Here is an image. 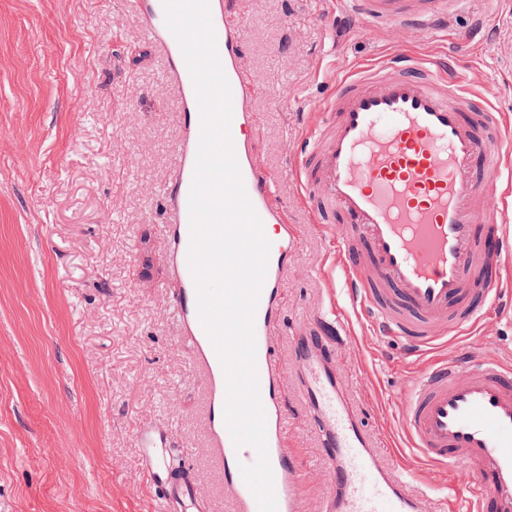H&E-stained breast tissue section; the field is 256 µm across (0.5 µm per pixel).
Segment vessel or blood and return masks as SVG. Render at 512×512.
I'll use <instances>...</instances> for the list:
<instances>
[{
  "mask_svg": "<svg viewBox=\"0 0 512 512\" xmlns=\"http://www.w3.org/2000/svg\"><path fill=\"white\" fill-rule=\"evenodd\" d=\"M363 30L437 37L464 0H349ZM142 39L165 61L179 104L166 202L165 247L176 297L165 316L179 328L202 382L201 423L212 472L230 512H258L240 464L253 447H236L225 421L226 378L197 313L188 264L189 195L201 133L194 83L168 29L162 0H126ZM217 50L232 95L231 135L247 196L271 242L254 333L260 400L277 512H426L434 492L408 471L385 467L376 436L363 425L336 371L335 310L316 335L277 342L283 300L300 238L274 201L275 177L255 162L256 90L244 65L245 25L228 0H209ZM325 119L291 145L299 196L315 223L336 228L344 293L376 335L424 354L481 322L497 284L493 271L512 256L502 219L512 208V132L490 103L471 98L454 66L403 52L337 75ZM296 376L303 411L313 418L333 491L307 503L301 469L285 435L283 396ZM409 448L432 467H466L470 512H512V366L495 359H435L409 383L401 413ZM144 465L161 494L162 512H211L194 474L169 459L170 434L137 429Z\"/></svg>",
  "mask_w": 512,
  "mask_h": 512,
  "instance_id": "1",
  "label": "vessel or blood"
}]
</instances>
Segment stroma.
<instances>
[{
  "instance_id": "obj_1",
  "label": "stroma",
  "mask_w": 512,
  "mask_h": 512,
  "mask_svg": "<svg viewBox=\"0 0 512 512\" xmlns=\"http://www.w3.org/2000/svg\"><path fill=\"white\" fill-rule=\"evenodd\" d=\"M122 15L123 0H0V512H156L143 423L171 435L181 469H207L203 386L164 315V201L144 192L168 178L179 106L164 59ZM245 26L261 91L255 156L292 197L285 139L317 120L330 70L397 47L385 27L362 33L342 0H249ZM413 51L481 74L473 93L512 126V0H472L446 36ZM288 216L306 235L288 284L290 336L316 320L341 272L335 229L298 204ZM501 277L502 307L449 349L512 361V267ZM339 324L338 366L383 463L411 469L459 512L470 472L413 461L403 437L402 393L423 359L373 336L351 309ZM285 400L288 446L313 501L327 492L315 430L294 393Z\"/></svg>"
}]
</instances>
